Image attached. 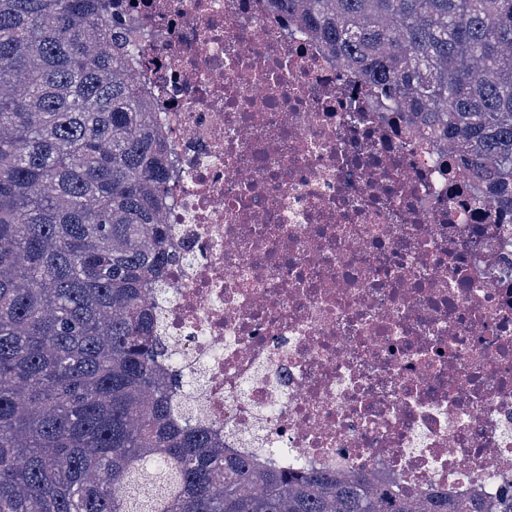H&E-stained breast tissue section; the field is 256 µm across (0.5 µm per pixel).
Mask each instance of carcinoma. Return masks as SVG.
Instances as JSON below:
<instances>
[{"mask_svg":"<svg viewBox=\"0 0 512 512\" xmlns=\"http://www.w3.org/2000/svg\"><path fill=\"white\" fill-rule=\"evenodd\" d=\"M108 0H0V512H512L259 469L159 372L167 132ZM512 211V0H272Z\"/></svg>","mask_w":512,"mask_h":512,"instance_id":"1","label":"carcinoma"}]
</instances>
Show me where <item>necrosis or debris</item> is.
Listing matches in <instances>:
<instances>
[{"label": "necrosis or debris", "instance_id": "obj_1", "mask_svg": "<svg viewBox=\"0 0 512 512\" xmlns=\"http://www.w3.org/2000/svg\"><path fill=\"white\" fill-rule=\"evenodd\" d=\"M174 164L158 308L202 422L291 471L512 489V215L270 0H132Z\"/></svg>", "mask_w": 512, "mask_h": 512}]
</instances>
